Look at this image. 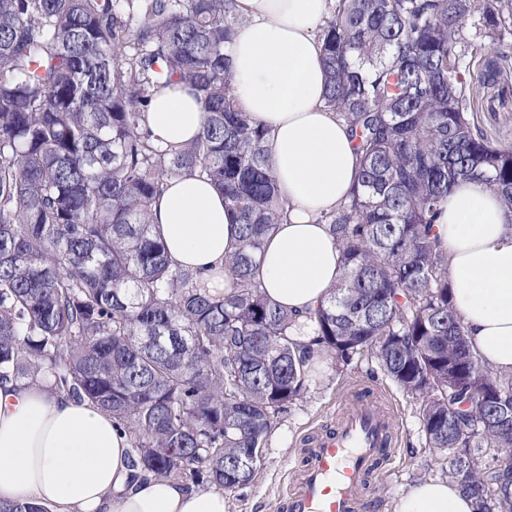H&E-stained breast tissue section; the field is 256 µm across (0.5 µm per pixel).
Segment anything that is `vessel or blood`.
<instances>
[{"label":"vessel or blood","mask_w":512,"mask_h":512,"mask_svg":"<svg viewBox=\"0 0 512 512\" xmlns=\"http://www.w3.org/2000/svg\"><path fill=\"white\" fill-rule=\"evenodd\" d=\"M369 385L349 386L335 422L305 436L281 512H375L367 490L391 463L399 419Z\"/></svg>","instance_id":"vessel-or-blood-1"}]
</instances>
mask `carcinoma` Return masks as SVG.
I'll return each instance as SVG.
<instances>
[{
  "label": "carcinoma",
  "mask_w": 512,
  "mask_h": 512,
  "mask_svg": "<svg viewBox=\"0 0 512 512\" xmlns=\"http://www.w3.org/2000/svg\"><path fill=\"white\" fill-rule=\"evenodd\" d=\"M234 5L0 0V387L39 382L111 414L130 437L133 482L232 492L316 363L329 356L343 373L364 357L422 398L428 447L448 452L475 512H512V466L483 469L474 453L512 448V376L471 350L434 235L460 180L496 189L512 224V147L470 115L474 84L497 81L512 57V0H338L325 19V104L348 126L359 175L318 217L342 273L309 313L307 341L256 277L288 211L270 130L232 97ZM171 84L201 94L204 122L163 148L146 112ZM185 172L240 221L222 291L173 263L153 231L166 181Z\"/></svg>",
  "instance_id": "cac0c4a2"
}]
</instances>
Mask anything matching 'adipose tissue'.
I'll return each instance as SVG.
<instances>
[{
  "label": "adipose tissue",
  "instance_id": "adipose-tissue-1",
  "mask_svg": "<svg viewBox=\"0 0 512 512\" xmlns=\"http://www.w3.org/2000/svg\"><path fill=\"white\" fill-rule=\"evenodd\" d=\"M334 0H236L239 24L227 48L238 106L271 131L270 161L288 219L267 239L257 276L277 303L300 314L294 334H312L308 311L325 302L341 274V253L320 212L349 196L357 176L347 126L325 105L318 30ZM200 96L183 85L156 92L147 112L153 139L176 146L200 132ZM151 221L171 259L203 269L211 289L228 281L224 257L237 219L211 182L187 173L169 182ZM436 231L448 258L453 303L471 348L489 368L512 373V225L496 191L462 181ZM130 441L111 415L53 395L41 384L0 388V500H31L53 512H226L218 489L189 490L152 479L130 483ZM446 480L419 482L395 512H473Z\"/></svg>",
  "mask_w": 512,
  "mask_h": 512
}]
</instances>
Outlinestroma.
<instances>
[{"instance_id":"35a3bbf8","label":"stroma","mask_w":512,"mask_h":512,"mask_svg":"<svg viewBox=\"0 0 512 512\" xmlns=\"http://www.w3.org/2000/svg\"><path fill=\"white\" fill-rule=\"evenodd\" d=\"M496 95V88L485 90L473 114L474 123L493 144L512 146V100L501 106L494 102ZM354 381L375 386L401 423L395 458L389 469L373 481L369 497L383 501L385 512H394L398 497L418 482L447 478L450 459L447 453L427 446L419 420V399L371 364L362 362L339 374L326 361L321 363L303 398L276 418L254 479L245 487L226 493V512H279V500L290 480L299 440L335 417L339 397Z\"/></svg>"}]
</instances>
